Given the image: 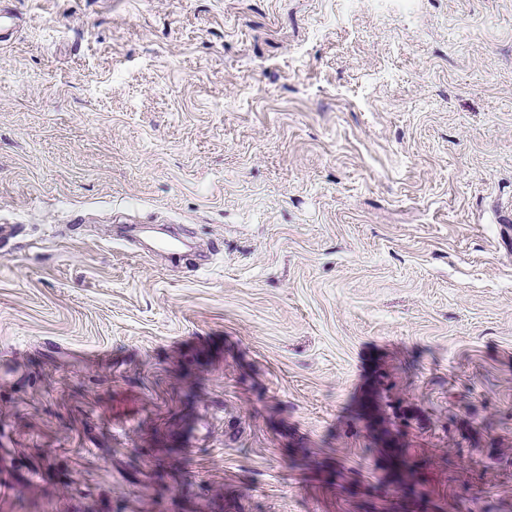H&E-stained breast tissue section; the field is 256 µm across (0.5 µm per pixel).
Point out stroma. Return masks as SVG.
I'll return each instance as SVG.
<instances>
[{"label": "stroma", "instance_id": "1", "mask_svg": "<svg viewBox=\"0 0 512 512\" xmlns=\"http://www.w3.org/2000/svg\"><path fill=\"white\" fill-rule=\"evenodd\" d=\"M0 10V512H512V0Z\"/></svg>", "mask_w": 512, "mask_h": 512}]
</instances>
